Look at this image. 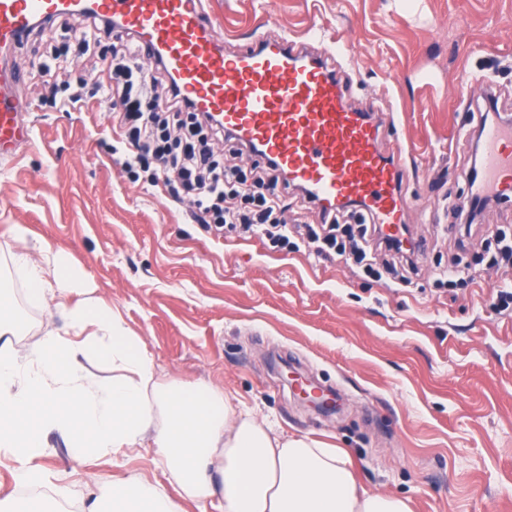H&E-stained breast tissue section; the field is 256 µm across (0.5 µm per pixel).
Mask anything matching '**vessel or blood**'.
I'll return each instance as SVG.
<instances>
[{
  "mask_svg": "<svg viewBox=\"0 0 512 512\" xmlns=\"http://www.w3.org/2000/svg\"><path fill=\"white\" fill-rule=\"evenodd\" d=\"M91 12L119 21L136 36L139 54L161 61L202 112L219 114L236 141L276 160L290 183L311 190L320 207L357 199L400 236L406 213L399 204L402 150H383L371 116L350 108L341 79L324 58L304 53L288 38L255 36L225 51L205 0H89ZM68 0H0V157L31 140L18 90L22 73L5 51L26 39L35 21L68 10ZM485 173L512 189V131L484 130Z\"/></svg>",
  "mask_w": 512,
  "mask_h": 512,
  "instance_id": "vessel-or-blood-1",
  "label": "vessel or blood"
}]
</instances>
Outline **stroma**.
<instances>
[{"mask_svg": "<svg viewBox=\"0 0 512 512\" xmlns=\"http://www.w3.org/2000/svg\"><path fill=\"white\" fill-rule=\"evenodd\" d=\"M228 50L286 36L333 54L350 104L372 112L383 146L402 145L399 198L426 250L416 268L367 276L362 266L286 253L241 228L192 218L123 168L128 149L88 56L70 59L71 90L90 103L60 112L34 65L78 31L71 12L15 50L32 140L0 158V279L21 328L19 353L65 331L53 303L29 291L13 252L48 254L69 303L99 299L141 337L162 381L221 389L235 412L266 419L279 439L344 449L358 484L407 499L411 512H512V195L459 232L474 165L471 135L496 101L512 122V0H208ZM466 282H443L448 267ZM281 357L342 397L326 418L298 404L269 360ZM37 465L67 487L61 512H93L110 481L158 485L177 512H220L189 498L149 443L100 455L60 433Z\"/></svg>", "mask_w": 512, "mask_h": 512, "instance_id": "1", "label": "stroma"}]
</instances>
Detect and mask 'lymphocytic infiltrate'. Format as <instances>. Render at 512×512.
Instances as JSON below:
<instances>
[{
  "mask_svg": "<svg viewBox=\"0 0 512 512\" xmlns=\"http://www.w3.org/2000/svg\"><path fill=\"white\" fill-rule=\"evenodd\" d=\"M112 31V24L106 22L90 24L73 42L56 45L50 61L38 63L37 73L58 111L76 112L85 106L80 96L66 90L70 55H85L91 47L111 40ZM101 76V87L119 113V127L131 148L124 161L128 174H135L141 165L154 164L153 185L165 188L174 198L190 191L203 200L200 223L239 224L289 252L310 246L320 255L333 252L357 263L364 261L362 247L339 243L338 224L333 220L308 229L304 241H297L281 219L285 205L276 193L282 178L277 163H258L246 171L217 162L214 144L226 139L223 123L209 114L183 120L192 104L162 67L140 66L134 50L125 47L112 58L102 59Z\"/></svg>",
  "mask_w": 512,
  "mask_h": 512,
  "instance_id": "1",
  "label": "lymphocytic infiltrate"
}]
</instances>
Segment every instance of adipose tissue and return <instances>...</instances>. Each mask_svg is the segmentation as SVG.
<instances>
[{
	"instance_id": "1",
	"label": "adipose tissue",
	"mask_w": 512,
	"mask_h": 512,
	"mask_svg": "<svg viewBox=\"0 0 512 512\" xmlns=\"http://www.w3.org/2000/svg\"><path fill=\"white\" fill-rule=\"evenodd\" d=\"M66 333L48 331L19 354L8 340L17 325L0 292V452L20 463L0 512H56L68 496L49 487L35 461L46 437L64 432L75 447L107 453L151 438L182 488L200 501L224 487L222 512H410L400 498L358 489L353 462L339 448L303 438H273L264 424L236 416L209 385L160 382L145 344L102 306L58 300ZM94 350L122 374L111 383L86 378L74 356ZM164 424L154 427L155 417ZM102 512H173L158 487L138 482L109 488Z\"/></svg>"
}]
</instances>
